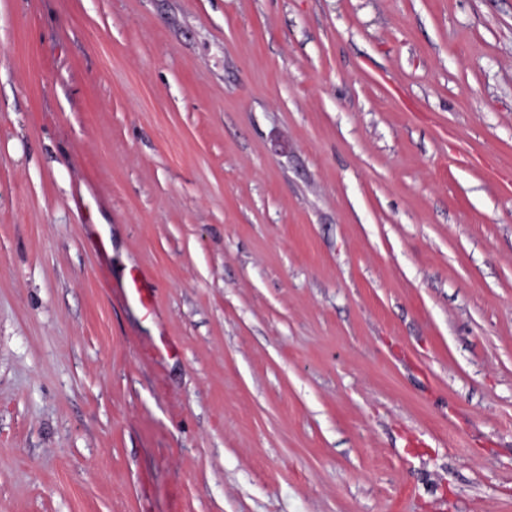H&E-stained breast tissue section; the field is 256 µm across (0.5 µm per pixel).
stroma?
<instances>
[{
	"mask_svg": "<svg viewBox=\"0 0 512 512\" xmlns=\"http://www.w3.org/2000/svg\"><path fill=\"white\" fill-rule=\"evenodd\" d=\"M0 512H512V0H0ZM126 298L131 304H134L145 311L146 314L150 315L153 311V300L149 292L137 272L131 274L130 281L126 287Z\"/></svg>",
	"mask_w": 512,
	"mask_h": 512,
	"instance_id": "1",
	"label": "stroma"
}]
</instances>
